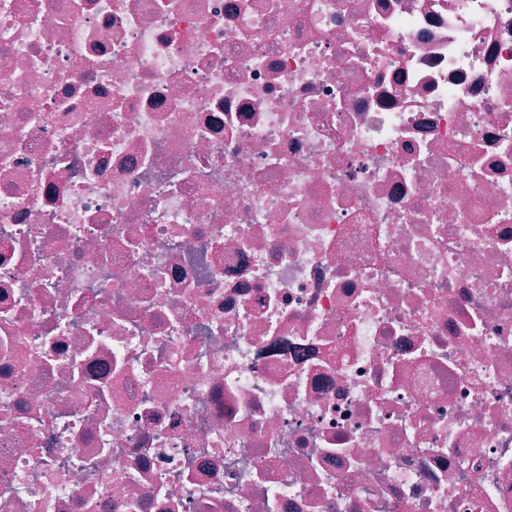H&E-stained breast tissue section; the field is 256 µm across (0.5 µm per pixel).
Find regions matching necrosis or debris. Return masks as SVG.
I'll return each mask as SVG.
<instances>
[{"label": "necrosis or debris", "mask_w": 512, "mask_h": 512, "mask_svg": "<svg viewBox=\"0 0 512 512\" xmlns=\"http://www.w3.org/2000/svg\"><path fill=\"white\" fill-rule=\"evenodd\" d=\"M0 512H512V0H0Z\"/></svg>", "instance_id": "obj_1"}]
</instances>
